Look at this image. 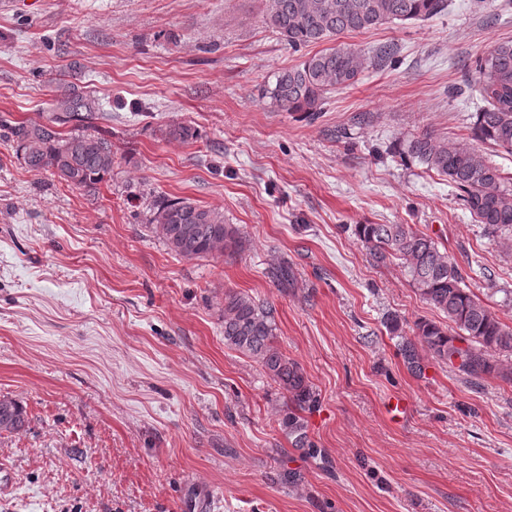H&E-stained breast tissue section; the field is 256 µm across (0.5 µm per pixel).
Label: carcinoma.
Listing matches in <instances>:
<instances>
[{"mask_svg":"<svg viewBox=\"0 0 512 512\" xmlns=\"http://www.w3.org/2000/svg\"><path fill=\"white\" fill-rule=\"evenodd\" d=\"M447 9L448 0H263V19L297 50L394 21L424 22ZM394 55L391 44L369 59L346 45L325 48L276 75L265 95L277 109L313 120L327 93L357 83L365 61L379 69ZM475 70L487 106L476 113L473 137L512 153V40L494 43L478 57ZM98 111L99 102L72 86L56 102L51 125H16L11 136L31 169L49 171L71 188L94 190L112 173V141L85 131L64 137L55 127L88 123ZM407 153L448 177L472 219L488 232L512 230V190L499 168L478 150L426 132L408 141ZM148 227L172 253L187 260L222 256L242 246L238 228L224 223L223 211L189 198L156 201ZM354 234L375 259L391 255L400 260L420 296L458 330L450 335L433 322H418L414 335L421 346L468 380L499 372L490 356L512 352V327L467 287L458 267L431 237L409 224H357ZM224 345L256 359L289 394L291 406L283 424L295 436L294 446H309L298 412L314 405L315 394L299 364L275 344L272 309L247 294L224 293ZM401 356L409 371H421L416 343L404 342ZM26 422L19 402L0 399V433L18 432Z\"/></svg>","mask_w":512,"mask_h":512,"instance_id":"carcinoma-1","label":"carcinoma"}]
</instances>
